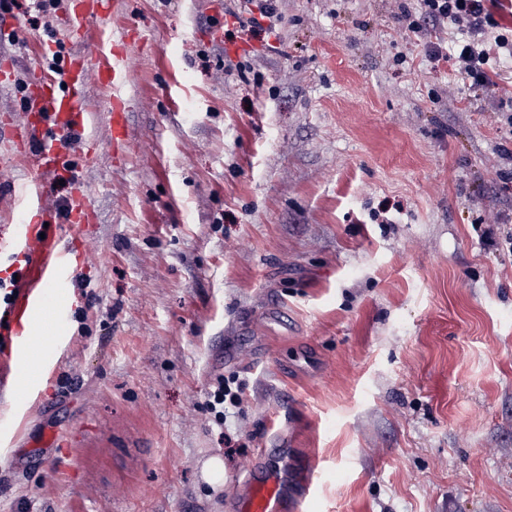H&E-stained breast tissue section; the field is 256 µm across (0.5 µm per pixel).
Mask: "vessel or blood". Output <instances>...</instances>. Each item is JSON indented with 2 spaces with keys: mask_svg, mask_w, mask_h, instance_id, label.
<instances>
[{
  "mask_svg": "<svg viewBox=\"0 0 512 512\" xmlns=\"http://www.w3.org/2000/svg\"><path fill=\"white\" fill-rule=\"evenodd\" d=\"M118 0H69L62 18L63 27L75 44L54 70L30 69L23 96L28 117L25 123L0 122V139L9 147L14 160H32L39 174L67 183L68 198L64 214L45 208L40 179L21 189L20 204L24 211L39 212L37 224L14 225L10 234L0 233V255L12 262L14 278H23L28 270H36L41 280L54 288L67 287L74 268L72 247L63 243L60 230L70 227L74 234L87 231L95 223L91 191L81 172L91 157L105 152L115 163L127 157L130 131L124 87L131 77L125 46L141 40V32L133 27L105 36L103 25L114 13ZM96 82L110 94L108 136L91 139L85 154L72 153L69 143L83 135L88 127L90 107L85 94L87 82ZM43 308L40 295L22 293L11 300L4 313L0 330L9 332L25 327L23 350L42 349L51 344L45 321L36 315ZM286 496L276 474L263 480L246 475L235 496L236 512H282Z\"/></svg>",
  "mask_w": 512,
  "mask_h": 512,
  "instance_id": "obj_1",
  "label": "vessel or blood"
}]
</instances>
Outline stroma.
<instances>
[{"mask_svg":"<svg viewBox=\"0 0 512 512\" xmlns=\"http://www.w3.org/2000/svg\"><path fill=\"white\" fill-rule=\"evenodd\" d=\"M403 4L273 0L277 35L231 56L209 33L233 0L107 20L149 35L129 155L84 170L96 222L35 397L0 338V512H232L251 459L299 512H512V58L471 88L425 53L455 32L410 31ZM8 17L24 41L0 45V120L63 38L61 11ZM32 176L0 166V225ZM221 378L244 389L223 425Z\"/></svg>","mask_w":512,"mask_h":512,"instance_id":"obj_1","label":"stroma"}]
</instances>
